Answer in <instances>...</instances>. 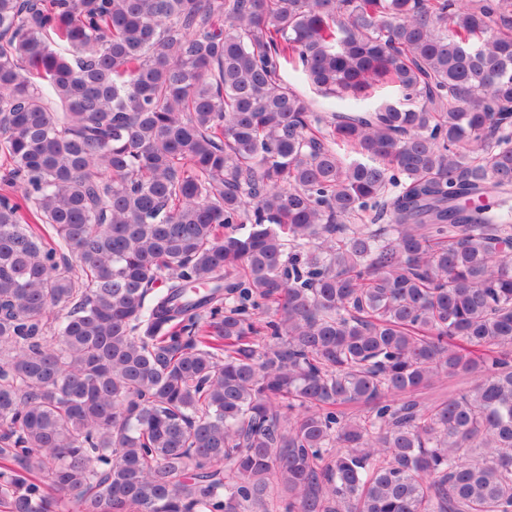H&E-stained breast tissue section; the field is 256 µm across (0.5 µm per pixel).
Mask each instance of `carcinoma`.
I'll return each instance as SVG.
<instances>
[{
    "label": "carcinoma",
    "mask_w": 512,
    "mask_h": 512,
    "mask_svg": "<svg viewBox=\"0 0 512 512\" xmlns=\"http://www.w3.org/2000/svg\"><path fill=\"white\" fill-rule=\"evenodd\" d=\"M0 161V512H512V0H0Z\"/></svg>",
    "instance_id": "1"
}]
</instances>
